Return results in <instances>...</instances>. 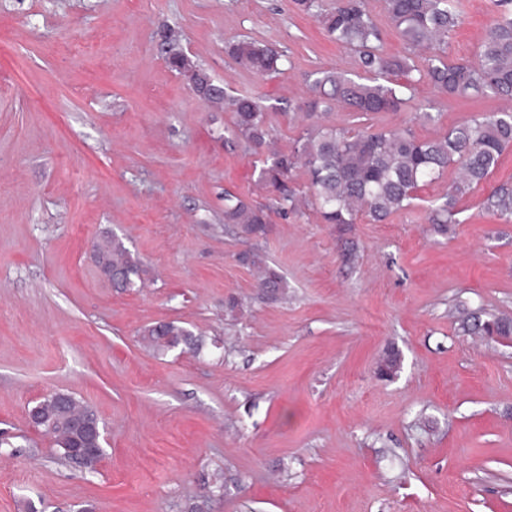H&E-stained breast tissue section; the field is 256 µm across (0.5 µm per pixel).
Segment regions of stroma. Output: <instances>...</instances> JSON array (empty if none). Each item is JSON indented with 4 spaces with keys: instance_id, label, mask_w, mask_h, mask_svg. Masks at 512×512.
Listing matches in <instances>:
<instances>
[{
    "instance_id": "stroma-1",
    "label": "stroma",
    "mask_w": 512,
    "mask_h": 512,
    "mask_svg": "<svg viewBox=\"0 0 512 512\" xmlns=\"http://www.w3.org/2000/svg\"><path fill=\"white\" fill-rule=\"evenodd\" d=\"M461 10L448 56L472 61L498 8ZM170 30L229 95L259 100L282 151L308 125L295 105L310 75L357 70L294 0H0V440L14 446L0 512H512V346L454 324L512 318V224L481 207L512 184V149L443 237L427 214L444 178L386 223L358 220L352 265L310 208L242 237L224 194L271 205L255 185L265 156L225 143L232 114L168 67ZM245 37L284 65L236 64L227 49ZM497 106L421 84L401 111L332 119L429 139ZM105 232L141 261L134 288L99 272L89 245ZM246 251L287 300L257 288ZM168 321L201 349L146 348L142 331ZM390 348L402 368L386 381ZM56 391L104 423L97 472L30 425ZM238 259L242 264L256 270L258 288H263L271 298L276 300L288 294L287 281L275 269L267 265L259 254L242 253Z\"/></svg>"
}]
</instances>
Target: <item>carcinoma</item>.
I'll return each instance as SVG.
<instances>
[{"label": "carcinoma", "mask_w": 512, "mask_h": 512, "mask_svg": "<svg viewBox=\"0 0 512 512\" xmlns=\"http://www.w3.org/2000/svg\"><path fill=\"white\" fill-rule=\"evenodd\" d=\"M295 4L302 12H319L328 37L355 53L358 73L351 75L335 68L315 73L300 111L322 121L306 127L289 152L272 147L258 100L247 95L229 96L222 86L212 84L205 93L206 103L230 109L237 138L251 148L267 150L258 183L275 194L279 213L298 215L302 207H313L324 223L336 225L344 236L343 258L352 264L357 260V244L347 234L359 218L386 222L411 205L420 187L442 178L451 166L456 176L427 217L436 234H448V225L458 223L460 200L498 168L503 153L512 147V0H497L498 17L486 31L474 63L448 57V39L461 17L458 0H384L399 36L425 54L421 68L409 57L383 52L381 30L364 0H336V8L327 13L320 12L318 0H295ZM228 54L238 65L259 75L278 70L284 57L270 45L245 38L230 45ZM166 61L188 79L201 69L173 43L168 44ZM392 76L402 77L404 82L395 84L390 81ZM422 80L444 97L475 91L507 105L477 114L432 139H421L410 128L347 129L323 121L338 108L362 115L398 112L407 103L403 91L414 92ZM297 168L304 169L307 176L308 195L288 184ZM482 206L511 223L512 185L497 187L483 199ZM269 220L268 207L224 194V223L236 225L243 236H263ZM239 261L256 270L258 287L271 298L288 294L287 281L259 254L242 253ZM97 263L112 270L114 288H132L142 278L141 263L115 235L100 240ZM482 331L511 336L512 320L492 314L482 324ZM143 341L160 353L200 346L194 332L175 321L146 328ZM31 410L38 427L54 441L60 458L66 461L74 460L81 441L75 422L97 417L93 409L66 393L50 394Z\"/></svg>", "instance_id": "obj_1"}]
</instances>
